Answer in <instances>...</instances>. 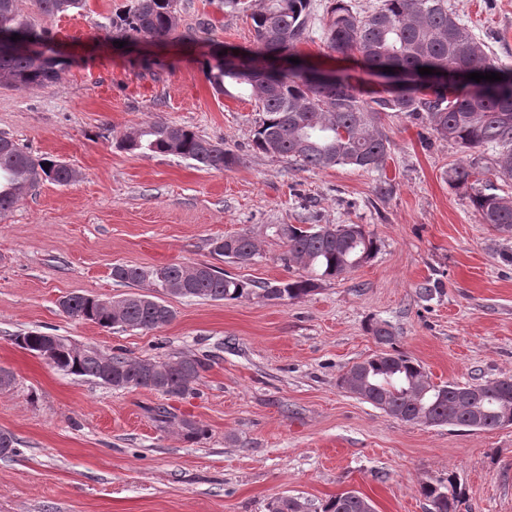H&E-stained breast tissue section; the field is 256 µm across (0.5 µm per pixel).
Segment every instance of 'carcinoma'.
<instances>
[{"instance_id": "cac0c4a2", "label": "carcinoma", "mask_w": 512, "mask_h": 512, "mask_svg": "<svg viewBox=\"0 0 512 512\" xmlns=\"http://www.w3.org/2000/svg\"><path fill=\"white\" fill-rule=\"evenodd\" d=\"M17 0H0V85L42 90L59 82L64 60L46 64L42 57L54 51L55 38L19 19ZM46 16L81 9L86 0H35ZM311 0H269L262 10L251 0H218L229 14H249L255 39L253 47L227 63L224 56L206 53V79L219 95L233 85L253 99L263 117L253 132V149L286 157L304 169L323 170L350 166L380 171L390 140L383 121L390 115L420 117L438 137L466 152L492 147L498 176L512 178V65L489 59L484 45L463 24L448 0H380L371 12H360L347 0H333L323 24L328 49L345 57L359 56L366 69L389 79L378 89L352 85L337 87L319 69L289 59L299 55L298 45L310 37ZM179 0H129L124 14L112 20V40L163 41L194 39L198 31L179 32ZM19 39L13 41L11 36ZM392 71L386 72L384 68ZM420 67L434 69L421 75ZM472 72H495L503 80L476 82ZM120 147L128 151L181 157L206 170L231 168L239 157L219 142L195 131L154 122L124 135ZM448 182L470 190L469 198L479 223L501 232H512V199L496 193L489 180L460 161L445 171ZM79 173L66 163L36 157L12 138L0 134V216L11 211L25 189L50 180L68 185ZM356 233L336 234L334 225L277 224L273 234L285 245L280 261L299 266L303 273L263 286L227 274L210 264H169L160 268L115 266L112 278L141 284L149 294L131 293L112 301L108 308L93 295H68L61 306L69 316L101 328L153 331L168 325L174 314L160 295H180L212 301L255 298L297 300L310 295L327 280H334L370 261L378 251L376 238L361 225ZM213 251L229 262L246 266L261 256L257 239L248 232L222 239ZM387 350L353 365L340 379L344 388H355L360 399L406 423L494 430L512 426V376L480 384V391L463 401L456 383H433L419 361L395 349L385 324L369 328ZM47 334L30 331L16 344L40 354ZM75 346L62 339L54 368L76 379L99 380L114 389L155 390L183 397L192 393L206 369L191 356L133 359L111 353L112 376H107L97 348ZM163 369L162 384L145 366ZM448 483L425 482L419 494L430 512H457L459 493ZM267 512H307L297 497L280 496L267 504ZM321 512H363L362 496L346 491L330 497Z\"/></svg>"}]
</instances>
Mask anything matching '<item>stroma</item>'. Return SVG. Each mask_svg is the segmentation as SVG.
<instances>
[{"instance_id": "35a3bbf8", "label": "stroma", "mask_w": 512, "mask_h": 512, "mask_svg": "<svg viewBox=\"0 0 512 512\" xmlns=\"http://www.w3.org/2000/svg\"><path fill=\"white\" fill-rule=\"evenodd\" d=\"M448 2L490 57L512 64V0ZM125 3L88 0L44 16L33 0H18L21 17L56 35L67 67L45 90L0 86V134L66 161L79 177L26 189L0 216V367L15 375L0 391V431L18 440L17 455L0 457V512H266L274 497L316 508L348 489L375 512H428L419 485L450 477L459 512H512V426L407 424L338 384L377 351L374 322L390 326L396 348L433 383L512 376V235L479 223L466 189L446 181L463 152L404 116L384 121L390 152L381 172L306 170L255 151L257 106L214 92L201 65L206 44L113 48L110 20ZM326 3L312 0L300 53L373 88L355 59L323 44ZM202 22L223 49L253 39L250 22L214 0H180V29ZM154 121L193 129L241 161L205 170L119 147L123 134ZM275 224H360L379 250L298 300L165 296L175 318L152 332L103 329L58 308L70 294L131 293L112 278L118 264L204 262L260 283L288 279ZM243 231L262 259L238 266L213 253L215 239ZM33 330L106 353H183L209 366L183 397L116 390L17 346L16 336ZM160 408L174 424L159 426ZM181 418L204 436L184 439Z\"/></svg>"}]
</instances>
